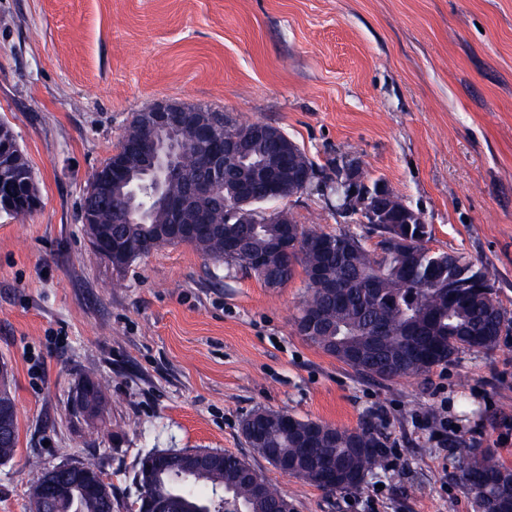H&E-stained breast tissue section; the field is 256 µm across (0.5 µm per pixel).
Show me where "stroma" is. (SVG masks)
Masks as SVG:
<instances>
[{"instance_id":"obj_1","label":"stroma","mask_w":512,"mask_h":512,"mask_svg":"<svg viewBox=\"0 0 512 512\" xmlns=\"http://www.w3.org/2000/svg\"><path fill=\"white\" fill-rule=\"evenodd\" d=\"M159 99L276 125L327 176L358 159L422 213L428 248L494 270L512 317V0H0V123L40 199L23 220L0 211V367L18 424L0 512H29L39 474L74 460L133 512L141 459L170 448L245 457L294 512H476L457 451L512 464V333L376 380L299 335L303 273L268 288L188 245L122 269L94 250L91 175ZM277 207L378 241L318 195ZM87 379L106 403L83 418L71 397ZM257 408L374 425L385 463L356 493L286 477L242 438Z\"/></svg>"}]
</instances>
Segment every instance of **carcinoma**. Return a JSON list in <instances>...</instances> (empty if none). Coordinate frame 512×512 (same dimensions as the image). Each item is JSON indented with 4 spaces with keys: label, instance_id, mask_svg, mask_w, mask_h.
<instances>
[{
    "label": "carcinoma",
    "instance_id": "cac0c4a2",
    "mask_svg": "<svg viewBox=\"0 0 512 512\" xmlns=\"http://www.w3.org/2000/svg\"><path fill=\"white\" fill-rule=\"evenodd\" d=\"M10 127L0 123V197L8 201L9 214L19 219L30 215L39 198L30 167L15 147ZM245 155L250 163L239 166L238 178L217 185V195L227 205L206 199L190 208L194 231L176 240L169 237L158 208L147 224H129L122 219L127 200L116 193L101 197L94 193L103 177L112 176V162L96 170L81 209L88 238L100 256L114 243L128 244L132 251L112 255L111 264L123 268L151 250L165 245L187 244L203 256L224 262L253 275L262 283L277 276L283 282L302 268L306 295L295 317L298 333L310 344L350 366L358 373L382 380L420 376L445 365L462 351L488 352L501 336L512 331V318L495 297L493 272L474 269L472 260L460 252H433L425 242L432 229L422 213L404 204L393 193H385L388 219L373 221L348 202L347 189L328 178H319L314 162L299 147L294 156L310 172L315 192L333 205L337 213L354 216V223L370 225L379 241L367 249L362 237L350 233H324L298 225L300 245L288 252L272 251L281 225L276 219H256L258 205L271 198L267 182L248 177L254 169H268L283 177L282 169L292 159L282 155L274 140H252ZM265 255L263 268L251 258ZM333 283L323 288L318 281ZM86 414L95 413L104 400V388L88 380L80 388ZM259 423L262 445H247L260 456L274 448L296 463L293 477L334 491H358L365 477L382 466L384 448L374 426L357 430L339 429L311 419L282 420L279 411L263 410ZM324 428L330 439L300 447V434ZM17 425L0 438V459L16 452ZM250 463L229 453L224 472L193 473L173 456L167 468L155 473L147 492L158 499L164 512H278L283 494L269 481L256 495L243 479ZM86 477L65 485L57 493L55 512H112V486L98 481L100 471L86 461ZM461 480L474 494L481 512H512V465L499 460L492 448H470L458 455Z\"/></svg>",
    "mask_w": 512,
    "mask_h": 512
}]
</instances>
